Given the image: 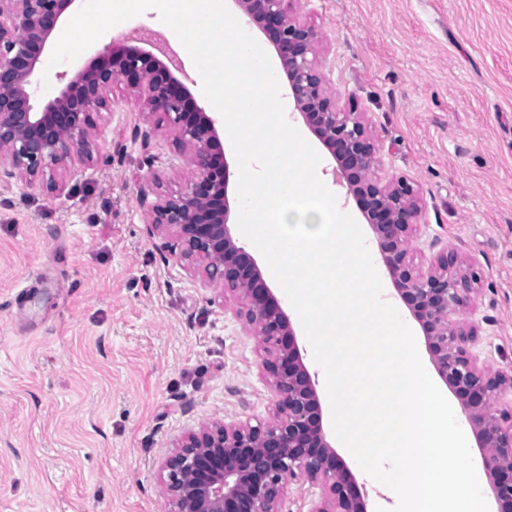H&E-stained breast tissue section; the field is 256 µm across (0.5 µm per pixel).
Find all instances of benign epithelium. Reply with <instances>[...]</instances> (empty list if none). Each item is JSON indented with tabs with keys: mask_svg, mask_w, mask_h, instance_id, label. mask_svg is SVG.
Segmentation results:
<instances>
[{
	"mask_svg": "<svg viewBox=\"0 0 512 512\" xmlns=\"http://www.w3.org/2000/svg\"><path fill=\"white\" fill-rule=\"evenodd\" d=\"M73 2L0 0V183L18 175L30 189L64 193L75 162H109L98 139L112 85L141 91L145 111L172 133L177 157L192 168L182 188L148 205L149 231L162 250L202 265L207 282L241 295L245 307L235 315L257 329L275 393L271 423L215 421L186 433L160 460L172 512H285L290 486L301 481L324 489L310 512H368L366 494L326 440L316 383L290 318L229 224V164L215 119L175 76L183 73L181 64L115 38L59 96L35 108L31 87ZM292 2L235 0L276 51L294 109L329 152L334 173L371 227L397 296L420 324L431 361L475 434L498 512H512V400L504 401L512 395V375L477 366L469 345L479 327L460 318L481 276L452 250L438 252L425 269L414 263L408 245L421 211L418 190L403 177L378 174L380 152L369 124L339 105L315 56L322 33L298 17Z\"/></svg>",
	"mask_w": 512,
	"mask_h": 512,
	"instance_id": "benign-epithelium-1",
	"label": "benign epithelium"
}]
</instances>
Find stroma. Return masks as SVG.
I'll return each instance as SVG.
<instances>
[{
    "label": "stroma",
    "instance_id": "35a3bbf8",
    "mask_svg": "<svg viewBox=\"0 0 512 512\" xmlns=\"http://www.w3.org/2000/svg\"><path fill=\"white\" fill-rule=\"evenodd\" d=\"M324 35L341 106L366 114L382 177L415 182V264L448 249L481 274L478 366L512 373V0H297ZM34 85L43 107L116 37ZM61 196L0 186V512H171L158 462L218 418L273 420L259 336L222 288L148 231L145 187L190 167L123 87Z\"/></svg>",
    "mask_w": 512,
    "mask_h": 512
}]
</instances>
